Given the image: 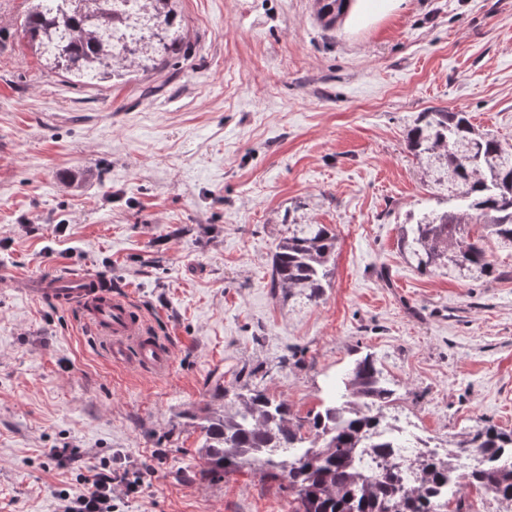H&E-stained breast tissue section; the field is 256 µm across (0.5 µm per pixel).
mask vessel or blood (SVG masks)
<instances>
[{"label": "vessel or blood", "instance_id": "vessel-or-blood-1", "mask_svg": "<svg viewBox=\"0 0 512 512\" xmlns=\"http://www.w3.org/2000/svg\"><path fill=\"white\" fill-rule=\"evenodd\" d=\"M34 293L78 307L113 362L133 363L158 374L169 369L170 345L150 335L144 317L131 300L113 294L99 278L69 269L38 279Z\"/></svg>", "mask_w": 512, "mask_h": 512}]
</instances>
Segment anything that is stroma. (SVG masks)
<instances>
[{"instance_id":"1","label":"stroma","mask_w":512,"mask_h":512,"mask_svg":"<svg viewBox=\"0 0 512 512\" xmlns=\"http://www.w3.org/2000/svg\"><path fill=\"white\" fill-rule=\"evenodd\" d=\"M29 6L0 0V512H59L89 465L141 480L115 512H294L283 480L210 474L183 414L248 376L306 415L366 351L409 434L512 429V251L487 241L501 275L471 282L398 249L436 202L405 149L419 112L512 146V0H356L333 30L313 0H174L185 57L92 82L31 50ZM294 207L338 239L316 302L269 287ZM74 267L169 341L167 374L110 362L77 308L27 294Z\"/></svg>"}]
</instances>
